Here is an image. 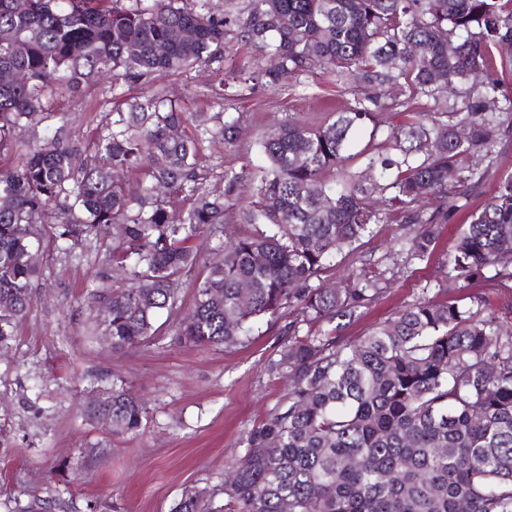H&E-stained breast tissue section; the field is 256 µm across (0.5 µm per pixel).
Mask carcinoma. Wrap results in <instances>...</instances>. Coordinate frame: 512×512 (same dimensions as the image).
<instances>
[{
  "instance_id": "carcinoma-1",
  "label": "carcinoma",
  "mask_w": 512,
  "mask_h": 512,
  "mask_svg": "<svg viewBox=\"0 0 512 512\" xmlns=\"http://www.w3.org/2000/svg\"><path fill=\"white\" fill-rule=\"evenodd\" d=\"M233 41L276 61L243 66L234 82L278 89L321 70L354 78L360 93L331 122L290 120L263 136L260 174L226 171L219 191L206 186L202 151L233 143L236 122L154 93L103 113L91 154L78 158L67 113L51 108L57 97L98 87L117 99L160 73L222 62ZM508 42L512 0H248L221 13L209 0H0V72L24 73L0 84V158L19 156L0 165V299L10 298L0 305V344L32 304L41 232L68 255L112 232L99 247L127 283L90 289L86 300L115 352L155 339L158 314L177 310L181 280L198 262L192 242L216 236L222 259L196 281L176 339L242 345L258 321L286 311L288 339L270 371L292 387L243 439L224 505L210 508L206 491L193 489L173 512H512V331L484 313L486 299L423 297L342 343L340 320L373 302L379 281L327 288L322 279L387 215L401 221L407 259L431 254L465 162L496 141L500 122L485 106L497 89L490 52ZM475 70L486 80L455 123L434 116L394 128V154L348 166L353 138L382 123L386 88L412 97ZM25 128L28 140L18 137ZM431 196L442 204L426 218L417 203ZM236 216L251 229L227 233ZM505 249L512 175L465 225L449 278L468 284L493 268L497 285L512 289ZM108 397L87 416L111 418L114 434L138 433L147 403L124 387Z\"/></svg>"
}]
</instances>
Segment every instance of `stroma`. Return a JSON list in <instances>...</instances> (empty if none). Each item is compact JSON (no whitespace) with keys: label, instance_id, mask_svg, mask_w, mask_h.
<instances>
[{"label":"stroma","instance_id":"35a3bbf8","mask_svg":"<svg viewBox=\"0 0 512 512\" xmlns=\"http://www.w3.org/2000/svg\"><path fill=\"white\" fill-rule=\"evenodd\" d=\"M245 58V49L235 45L222 63L162 74L152 86L179 100L185 111L240 118L236 143H213L204 152L207 186L213 190L222 188L225 171L259 164V138L280 123L324 117L353 100L351 84L319 71L279 90L226 84L227 72ZM493 61L498 91L489 108L506 120L488 154L457 188V208L440 222L433 254L406 260L396 245L397 223L384 220L354 251L337 256L325 273L329 288L347 287L357 275L387 285L347 323L342 341H355L423 296L463 301L482 294L488 311L512 327V291L490 278L459 287L449 281L446 267L470 215L494 195L501 178L512 174V44L496 47ZM454 101L445 91L402 105L385 100L378 133L362 132L353 148L371 142L380 152H391L393 127L425 114L454 112ZM102 102L97 90L56 102V109L69 115V136L77 151L86 150ZM194 249L199 263L195 277L182 282L179 312L157 319L162 341L116 353L95 331V313L84 301L97 272L106 267L104 252L91 245L81 256L70 257L41 242L34 301L15 335L0 347V512H171L189 488L206 490L213 506L223 505L227 464L240 454L246 432L288 393L287 380L272 374L268 365L279 354L289 318L260 322L242 346L180 344L175 330L193 306L195 278L219 257L212 238H198ZM121 382L144 395L151 407L147 424L136 435L113 434L110 426L86 415L94 396Z\"/></svg>","mask_w":512,"mask_h":512}]
</instances>
